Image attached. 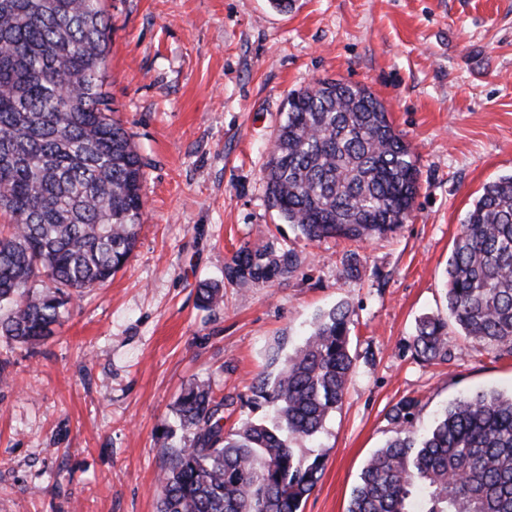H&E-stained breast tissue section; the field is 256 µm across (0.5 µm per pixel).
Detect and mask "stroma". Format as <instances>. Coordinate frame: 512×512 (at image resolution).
I'll use <instances>...</instances> for the list:
<instances>
[{
    "mask_svg": "<svg viewBox=\"0 0 512 512\" xmlns=\"http://www.w3.org/2000/svg\"><path fill=\"white\" fill-rule=\"evenodd\" d=\"M114 116L144 162L136 247L106 286L71 302L53 336L0 337V512H156L162 446L187 440L176 401L209 381L234 395L231 429L267 419L250 386L276 346L314 318L352 311L355 368L312 445L327 453L302 512H346L360 473L394 431L401 399L430 423L459 397L512 393V356L462 344L448 361L410 348L418 320L447 316L446 268L485 184L512 173V0H104ZM326 79L364 85L420 170L410 218L365 243L296 236L263 170L288 97ZM299 253L294 276L226 283L243 246ZM358 253L359 280L343 276ZM223 287L201 308L199 288Z\"/></svg>",
    "mask_w": 512,
    "mask_h": 512,
    "instance_id": "1",
    "label": "stroma"
}]
</instances>
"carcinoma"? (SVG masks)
I'll list each match as a JSON object with an SVG mask.
<instances>
[{"mask_svg": "<svg viewBox=\"0 0 512 512\" xmlns=\"http://www.w3.org/2000/svg\"><path fill=\"white\" fill-rule=\"evenodd\" d=\"M109 19L102 0H0V336L33 346L73 296L101 288L133 253L143 210V162L111 118L105 91ZM285 223L308 241H363L409 218L418 169L384 104L365 87L324 80L292 93L265 167ZM297 252L268 242L239 249L224 277H287ZM448 310L463 335L496 357L512 354V175L486 184L448 258ZM349 307L320 314L274 375L251 386L270 422L224 432L205 382L177 401L189 434L165 448L157 512H300L325 453H301L342 404L354 370ZM446 324L419 320L411 347L448 359ZM421 402L403 398L397 429L363 468L347 512H512V395L478 393L446 408L424 433Z\"/></svg>", "mask_w": 512, "mask_h": 512, "instance_id": "1", "label": "carcinoma"}]
</instances>
